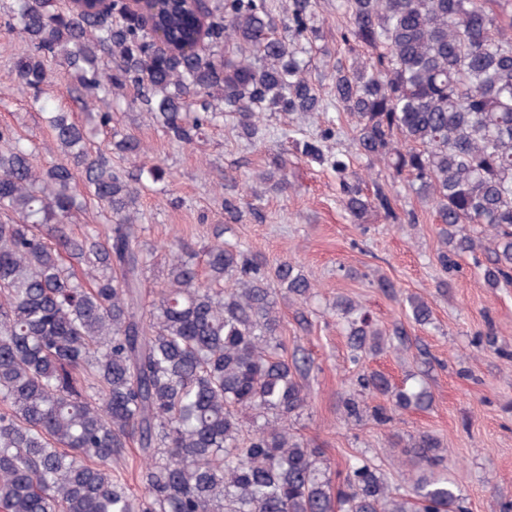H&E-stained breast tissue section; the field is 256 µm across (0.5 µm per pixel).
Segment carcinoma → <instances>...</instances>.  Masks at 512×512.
Masks as SVG:
<instances>
[{
  "mask_svg": "<svg viewBox=\"0 0 512 512\" xmlns=\"http://www.w3.org/2000/svg\"><path fill=\"white\" fill-rule=\"evenodd\" d=\"M212 50L151 57L146 36L93 11L70 13L58 0H13L5 27L33 50L20 58L19 87L36 101L59 59L79 76L87 112L104 97L152 115L164 133L192 145L216 118L218 101L255 130L266 109L315 115L325 110L299 57L312 42L316 0H286L292 42L275 35L265 0H206ZM349 18L342 40L366 50L330 80L336 123L355 119L360 154L380 161L436 210L444 244L483 265L486 285L512 276V0H339ZM195 11L170 3L158 16L176 40L194 33ZM113 69L99 68L101 56ZM59 160L34 165L32 150L0 127V512H467L461 489L439 470L441 441L423 432L404 444L411 490L390 488L364 459L335 486L322 450L292 432L307 406L305 358L288 357L275 282L307 301L313 284L291 261L272 270L222 241L206 252L201 275L191 245H170L166 281L152 300L143 272L154 250L141 241L140 188L164 170L142 163L125 173L109 152L91 151L67 112L49 118ZM304 139V157L340 176L344 155ZM133 157L141 140L116 144ZM110 212L108 232L67 219L83 210L76 180ZM356 217L395 215L392 198L370 199L342 181ZM81 273L67 270L64 259ZM233 278L236 287H224ZM418 325L428 303L408 300ZM352 361L383 350V332L350 298L336 297ZM362 390L397 409L425 408L424 388L395 386L383 373L358 378ZM345 418L368 406L343 400ZM136 444L143 461L137 490L112 472Z\"/></svg>",
  "mask_w": 512,
  "mask_h": 512,
  "instance_id": "cac0c4a2",
  "label": "carcinoma"
}]
</instances>
